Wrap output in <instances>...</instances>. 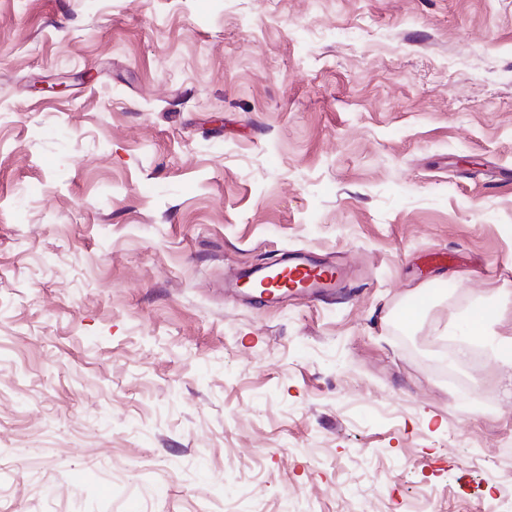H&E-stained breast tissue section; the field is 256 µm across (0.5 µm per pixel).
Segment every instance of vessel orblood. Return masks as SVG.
Listing matches in <instances>:
<instances>
[{
    "label": "vessel or blood",
    "instance_id": "vessel-or-blood-1",
    "mask_svg": "<svg viewBox=\"0 0 512 512\" xmlns=\"http://www.w3.org/2000/svg\"><path fill=\"white\" fill-rule=\"evenodd\" d=\"M344 274L340 265L322 263L301 254L278 263L241 270L236 279L261 284L260 301L275 305L299 295L325 296L336 288Z\"/></svg>",
    "mask_w": 512,
    "mask_h": 512
}]
</instances>
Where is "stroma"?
I'll return each instance as SVG.
<instances>
[{
    "label": "stroma",
    "mask_w": 512,
    "mask_h": 512,
    "mask_svg": "<svg viewBox=\"0 0 512 512\" xmlns=\"http://www.w3.org/2000/svg\"><path fill=\"white\" fill-rule=\"evenodd\" d=\"M505 293L512 0H0V512H512ZM345 274L339 264L322 263L307 254L239 271L231 288L240 282L260 283L264 291L257 298L264 305H275L295 296L317 298L336 288Z\"/></svg>",
    "instance_id": "1"
}]
</instances>
